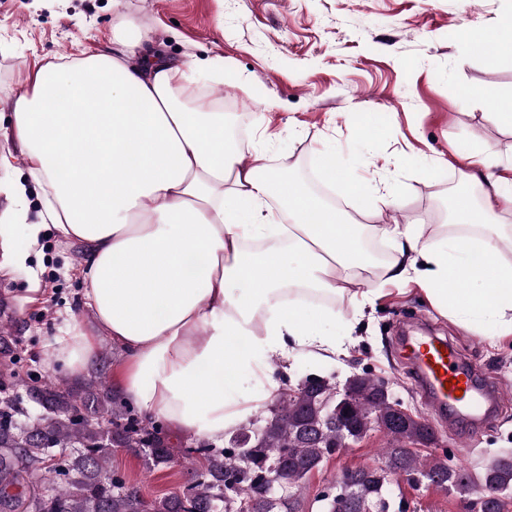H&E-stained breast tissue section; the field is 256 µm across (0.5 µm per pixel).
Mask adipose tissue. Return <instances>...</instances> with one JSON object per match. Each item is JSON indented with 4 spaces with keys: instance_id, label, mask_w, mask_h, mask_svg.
<instances>
[{
    "instance_id": "ef3b65f1",
    "label": "adipose tissue",
    "mask_w": 512,
    "mask_h": 512,
    "mask_svg": "<svg viewBox=\"0 0 512 512\" xmlns=\"http://www.w3.org/2000/svg\"><path fill=\"white\" fill-rule=\"evenodd\" d=\"M23 85L11 131L29 176L48 188L28 235L50 226L82 245L93 314L68 322L46 354L83 374L111 339L125 400L143 419L220 443L255 409L247 385L272 401L294 352L343 353L328 330L336 298L375 300L362 278L366 236L391 246L387 281L417 282L474 332L512 335V225L501 220L512 214V160L484 147L465 156L472 190L456 196L454 228L437 238L422 224L359 223L269 173L263 156L242 162L227 113L197 95L188 66L140 43L115 39L38 67ZM319 172L362 196L367 213L395 200L386 184L363 195L333 155Z\"/></svg>"
}]
</instances>
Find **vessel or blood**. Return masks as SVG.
<instances>
[{
	"label": "vessel or blood",
	"instance_id": "b4317fda",
	"mask_svg": "<svg viewBox=\"0 0 512 512\" xmlns=\"http://www.w3.org/2000/svg\"><path fill=\"white\" fill-rule=\"evenodd\" d=\"M412 379L429 412L450 430L471 435L495 419L508 397L502 385L465 361L447 339L404 335Z\"/></svg>",
	"mask_w": 512,
	"mask_h": 512
}]
</instances>
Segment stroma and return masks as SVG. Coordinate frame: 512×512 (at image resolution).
<instances>
[{"mask_svg":"<svg viewBox=\"0 0 512 512\" xmlns=\"http://www.w3.org/2000/svg\"><path fill=\"white\" fill-rule=\"evenodd\" d=\"M512 16V0H0V154L15 152L8 130L22 93L21 77L35 66L80 58L114 37L152 42L171 61L224 57L237 73L230 80L202 72L198 82L212 97L231 102L243 123L244 154L263 152L269 170L294 183H310L317 159L335 153L340 166L373 190L388 181L394 206L374 216L343 198L346 216L362 223L426 224L445 233L448 202L461 190L460 153L486 146L512 155V129L496 124L491 93L512 94V57L488 63L472 45ZM371 114L372 140L354 127ZM0 183L26 190L25 222L10 246L25 254L24 268L0 271V335L13 340L19 376L61 375L46 346L63 319L90 322L77 275L82 248L45 230L30 241L45 185L33 182L23 162L0 169ZM377 291L347 355L320 360L297 353L289 384L315 373L344 383L369 369L393 385L405 408L427 410L394 348V326L415 315L450 339L464 358L512 386V336L480 335L432 307L416 285L396 286L382 272L367 274ZM449 463L481 473L498 456L512 454V404L476 437L457 440L436 425ZM384 434L371 430L327 459L305 480L295 512H321L318 494L347 468L380 465ZM112 463L148 499L182 489L189 479L179 465L150 469L138 452L118 449ZM394 493L408 512H469L467 500L421 483L400 481Z\"/></svg>","mask_w":512,"mask_h":512,"instance_id":"obj_1","label":"stroma"}]
</instances>
